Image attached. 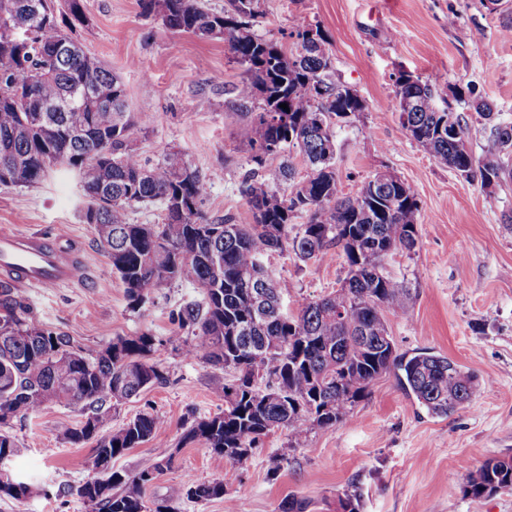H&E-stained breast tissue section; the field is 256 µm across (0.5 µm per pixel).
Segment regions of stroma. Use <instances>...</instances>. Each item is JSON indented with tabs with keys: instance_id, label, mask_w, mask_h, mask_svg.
Masks as SVG:
<instances>
[{
	"instance_id": "stroma-1",
	"label": "stroma",
	"mask_w": 512,
	"mask_h": 512,
	"mask_svg": "<svg viewBox=\"0 0 512 512\" xmlns=\"http://www.w3.org/2000/svg\"><path fill=\"white\" fill-rule=\"evenodd\" d=\"M261 7L262 38L290 47L295 23L320 29L336 77L366 102L336 136L343 194L354 195L380 170L416 193L418 244L385 261L413 296L406 314H385L398 352L450 357L477 376V397L433 417L385 374L336 426L299 437L274 430L244 465L181 443L194 419L224 410L215 390L223 369L186 354L192 333L176 322L180 307L204 293L175 283L131 309L94 225L81 219L85 200L72 172L52 171L30 187L0 183V231L45 234L80 251L91 274L49 292L24 289L25 301L37 321L93 352L120 336L159 339L153 358L167 383L122 402L108 424L117 430L144 411L160 417L152 439L112 462L135 472L171 457L147 487L149 501L220 479L224 499L174 498L176 512H281L291 495L308 502L307 512H336L348 491L359 495L360 512H512V493L475 499L458 484L460 464L476 469L512 457V178L484 187L461 177L432 160L392 111L400 74L435 81L437 106L462 114L474 156L485 158L490 127L459 96L474 90L494 104L498 123L512 124V0H261ZM83 8L89 23L77 30L80 44L120 77L129 111L150 119L136 141L140 159L152 165L169 150L183 151L207 179L200 204L207 218L252 223L241 193L249 153L236 138L245 119L234 104L241 68L223 40L174 33L145 13L143 0H83ZM269 264L292 311L340 288L346 275L333 254L304 262L288 249ZM82 419L77 408L52 404L12 420L20 452L10 466L39 491L0 499V512H86L77 489L94 474L96 443L64 440Z\"/></svg>"
}]
</instances>
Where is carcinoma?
I'll return each instance as SVG.
<instances>
[{
    "label": "carcinoma",
    "instance_id": "obj_1",
    "mask_svg": "<svg viewBox=\"0 0 512 512\" xmlns=\"http://www.w3.org/2000/svg\"><path fill=\"white\" fill-rule=\"evenodd\" d=\"M57 19L54 0H0V173L11 183L32 186L55 167L73 171L96 209L99 243L124 285L131 307L174 282L202 288L204 300L177 313L179 328L193 331L200 353L231 374L218 385L224 412L194 420L181 442H197L243 464L262 437L284 427L296 437L330 428L350 416L382 375L396 376L405 393L427 413L446 417L479 391L476 377L451 359L428 350L400 353L384 311L403 314L409 289L384 267L386 252L417 245L418 200L406 182L378 186L364 181L345 197L336 177V133L366 103L356 90L333 77L326 40L308 45V27L296 24L295 49L259 37L260 0H224L210 12L198 0H145L144 8L177 33L224 40L244 67L235 86L241 108L260 102L259 112L242 123L238 141L249 147L253 167L243 193L252 224L205 217L199 203L207 181L180 151L149 166L134 149L148 121L127 112L125 87L97 56L75 41L73 30L86 22L82 0H64ZM89 92L82 112L57 105L75 90ZM435 87L402 73L396 79L395 111L413 140L436 162L468 180L490 185L503 172L500 154L512 148V126L495 122L491 104L476 112L491 126L492 148L474 157L459 114L434 106ZM411 99L415 111L403 112ZM288 108L283 109L281 105ZM290 153L274 169L271 156ZM309 172L298 180L293 156ZM192 201L185 215L178 203ZM158 204L161 224H132V209ZM297 213L306 214L300 231L289 236ZM302 260L323 259L330 250L347 267L340 288L305 301L289 313L282 289L260 277V262L286 249ZM157 340L148 333L119 337L88 352L76 341L36 321L15 288L0 281V459L18 452L7 431L20 413L53 403L79 408L85 419L64 439L98 440L95 475L77 489L90 512H174L168 502L149 503L144 491L158 467L135 473L112 460L151 439L159 417L143 412L116 431L105 426L112 409L167 373L152 359ZM464 495L483 498L512 490V457L492 459L459 478ZM32 485L0 466V498L21 499ZM224 480L191 484L184 495L197 501L222 499Z\"/></svg>",
    "mask_w": 512,
    "mask_h": 512
}]
</instances>
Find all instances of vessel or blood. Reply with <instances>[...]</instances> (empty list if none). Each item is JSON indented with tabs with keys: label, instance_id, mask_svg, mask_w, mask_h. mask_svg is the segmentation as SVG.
<instances>
[{
	"label": "vessel or blood",
	"instance_id": "vessel-or-blood-1",
	"mask_svg": "<svg viewBox=\"0 0 512 512\" xmlns=\"http://www.w3.org/2000/svg\"><path fill=\"white\" fill-rule=\"evenodd\" d=\"M0 276L22 288L52 290L86 279L79 252L39 233L0 234Z\"/></svg>",
	"mask_w": 512,
	"mask_h": 512
}]
</instances>
